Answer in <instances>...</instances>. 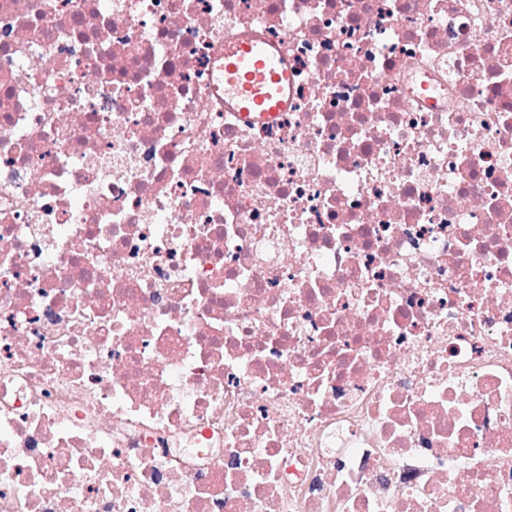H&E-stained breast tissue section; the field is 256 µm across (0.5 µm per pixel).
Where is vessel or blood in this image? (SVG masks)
<instances>
[{
	"label": "vessel or blood",
	"instance_id": "1",
	"mask_svg": "<svg viewBox=\"0 0 512 512\" xmlns=\"http://www.w3.org/2000/svg\"><path fill=\"white\" fill-rule=\"evenodd\" d=\"M224 81L231 105L243 114L267 118L288 108V67L267 46L238 41L225 47Z\"/></svg>",
	"mask_w": 512,
	"mask_h": 512
}]
</instances>
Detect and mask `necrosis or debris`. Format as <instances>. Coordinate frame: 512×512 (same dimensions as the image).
<instances>
[{
	"mask_svg": "<svg viewBox=\"0 0 512 512\" xmlns=\"http://www.w3.org/2000/svg\"><path fill=\"white\" fill-rule=\"evenodd\" d=\"M0 512H512V0H0ZM224 83L234 109L248 117L267 118L288 108L291 89L288 66L265 45L238 41L224 48Z\"/></svg>",
	"mask_w": 512,
	"mask_h": 512,
	"instance_id": "obj_1",
	"label": "necrosis or debris"
}]
</instances>
